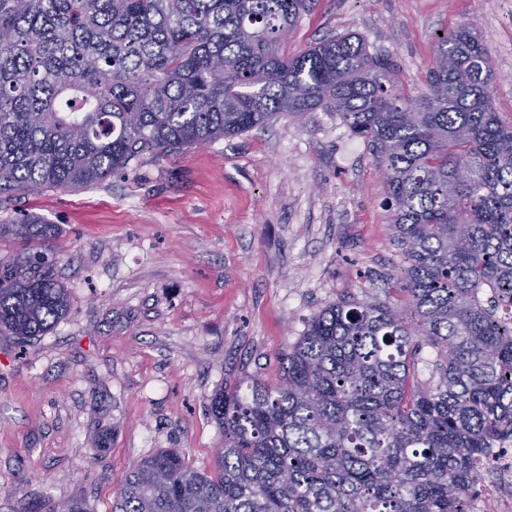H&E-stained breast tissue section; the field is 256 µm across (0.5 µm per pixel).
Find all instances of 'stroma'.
<instances>
[{"label":"stroma","mask_w":512,"mask_h":512,"mask_svg":"<svg viewBox=\"0 0 512 512\" xmlns=\"http://www.w3.org/2000/svg\"><path fill=\"white\" fill-rule=\"evenodd\" d=\"M459 24L487 41L512 125V0H317L283 51L357 32L419 96L439 32ZM382 194L366 143L320 109L0 202L1 218L57 225L71 302L33 343L0 336V512L74 499L111 512L160 450L214 475L213 394L276 380L316 310L400 268Z\"/></svg>","instance_id":"35a3bbf8"}]
</instances>
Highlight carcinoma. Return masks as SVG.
<instances>
[{
  "instance_id": "carcinoma-1",
  "label": "carcinoma",
  "mask_w": 512,
  "mask_h": 512,
  "mask_svg": "<svg viewBox=\"0 0 512 512\" xmlns=\"http://www.w3.org/2000/svg\"><path fill=\"white\" fill-rule=\"evenodd\" d=\"M311 4L0 0V201L323 108L367 144L403 255L365 298L314 312L277 381L211 397L216 476L159 451L111 512H469L474 457L512 434V126L488 47L444 32L413 96L359 34L282 53ZM5 238L20 251L0 260V335L31 342L71 309L58 231L0 220Z\"/></svg>"
}]
</instances>
